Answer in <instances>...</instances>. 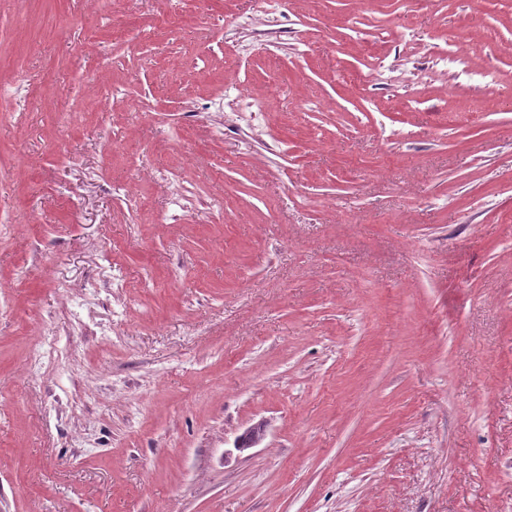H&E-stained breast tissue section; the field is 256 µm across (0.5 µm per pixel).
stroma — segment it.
<instances>
[{
	"label": "stroma",
	"mask_w": 512,
	"mask_h": 512,
	"mask_svg": "<svg viewBox=\"0 0 512 512\" xmlns=\"http://www.w3.org/2000/svg\"><path fill=\"white\" fill-rule=\"evenodd\" d=\"M0 512H512V0H0Z\"/></svg>",
	"instance_id": "35a3bbf8"
}]
</instances>
